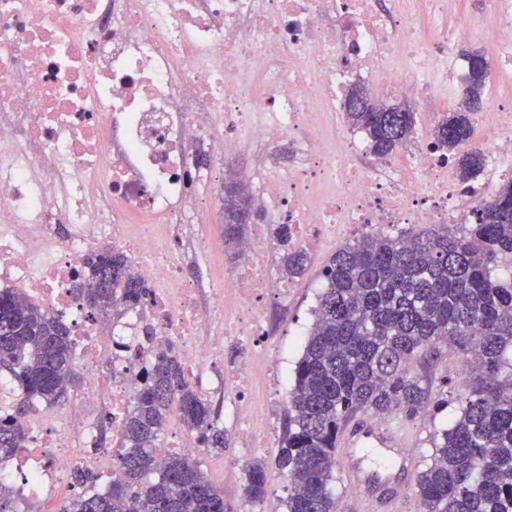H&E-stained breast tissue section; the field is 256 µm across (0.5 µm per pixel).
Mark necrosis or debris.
<instances>
[{
  "instance_id": "1",
  "label": "necrosis or debris",
  "mask_w": 512,
  "mask_h": 512,
  "mask_svg": "<svg viewBox=\"0 0 512 512\" xmlns=\"http://www.w3.org/2000/svg\"><path fill=\"white\" fill-rule=\"evenodd\" d=\"M485 44L496 65L483 181L462 184L428 134L403 161L359 164L364 137L342 119L360 82L418 99L448 90L458 45ZM256 147L246 179L267 224H288L301 245L337 225L471 224L512 179V0H486L481 17L459 0H0V289L23 291L69 326L87 383L64 410L31 408L23 455L0 480L30 499L62 488L75 468L120 477L113 437L157 345L175 343L203 397L210 367L236 345L221 387L248 452L274 436L273 410L250 404L248 368L268 356L269 303L288 285L260 239L239 244L235 271L186 279L210 240L192 225L223 211L201 193L224 179L225 156ZM121 250L146 296L89 319L84 257Z\"/></svg>"
}]
</instances>
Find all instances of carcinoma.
<instances>
[{"label": "carcinoma", "instance_id": "carcinoma-1", "mask_svg": "<svg viewBox=\"0 0 512 512\" xmlns=\"http://www.w3.org/2000/svg\"><path fill=\"white\" fill-rule=\"evenodd\" d=\"M460 99L444 113L435 146L456 160L466 184L482 172L485 155L464 152L473 135L472 114L483 102L489 66L479 51L467 54ZM379 112H349L365 131L374 156L387 159L411 137L414 113L374 102ZM242 212L237 192L224 198V242L239 240ZM512 257V180L477 209L476 222L460 235L442 224L398 237L365 233L339 248L323 269L315 320L294 368L276 469L287 482L286 512H337L330 489L336 444L360 413L401 414L454 403L453 422L436 430L414 492L419 512H512V282L501 281L500 259ZM307 254L285 258L292 278L306 268ZM85 267L99 290L96 311L117 302L135 304L142 283L128 277L120 251L90 254ZM446 345L461 355L471 376L447 399L432 395L413 365ZM70 330L24 293L0 289V373L22 394L0 407V459L17 453L23 428L18 417L36 401L59 403L73 381ZM197 432L204 448L224 447L214 410L186 379L172 345L160 347L146 368L126 416L119 467L122 480L104 493H83L60 512H224V492L178 452L168 454L161 475L146 481L153 448L172 407ZM270 474L254 462L245 470L247 500L267 497Z\"/></svg>", "mask_w": 512, "mask_h": 512}]
</instances>
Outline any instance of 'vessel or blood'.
<instances>
[{"label": "vessel or blood", "instance_id": "vessel-or-blood-1", "mask_svg": "<svg viewBox=\"0 0 512 512\" xmlns=\"http://www.w3.org/2000/svg\"><path fill=\"white\" fill-rule=\"evenodd\" d=\"M409 436L398 424L363 419L348 426L338 448L346 461L345 479L357 488L366 512L376 508V492L382 486L402 480L411 458Z\"/></svg>", "mask_w": 512, "mask_h": 512}]
</instances>
